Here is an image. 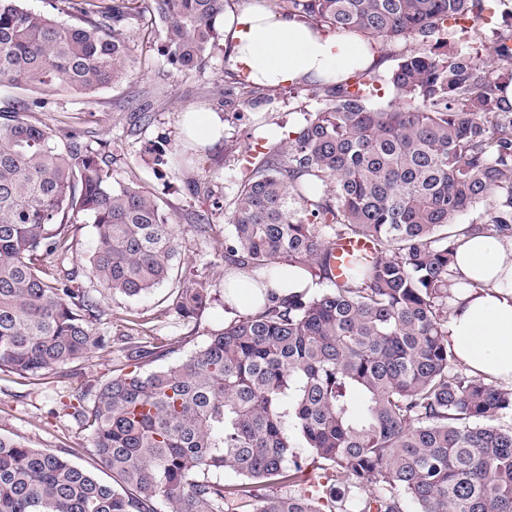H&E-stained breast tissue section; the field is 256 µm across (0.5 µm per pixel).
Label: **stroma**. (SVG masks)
<instances>
[{"instance_id": "obj_1", "label": "stroma", "mask_w": 512, "mask_h": 512, "mask_svg": "<svg viewBox=\"0 0 512 512\" xmlns=\"http://www.w3.org/2000/svg\"><path fill=\"white\" fill-rule=\"evenodd\" d=\"M130 40L136 59L131 77L91 97L43 92L48 106L39 117L62 132H89L93 146L109 156L113 180L138 176L159 198L177 226V270L169 282L140 297L104 301L105 315L97 330L109 338L110 347L43 370L31 380L0 370V432L66 456L106 483L112 474L94 455L89 429L69 409L73 394L111 378L124 362L129 341L153 349L155 359L143 365L153 371L185 360L213 331L240 316V309L224 306L225 220L223 211L213 207L241 176L229 158L248 150L257 119L266 120L267 133L277 142L299 126L304 113L320 105L306 93L290 95L284 86L266 88L254 104L227 103L224 92L232 88L234 76L224 50L215 51L202 69L181 73L162 55L158 29L140 25ZM140 103L149 104L154 114L153 123L143 130L135 127L132 116ZM190 109L218 113L224 122L223 139L199 152L189 173L155 165L146 145L182 142V116ZM207 211L212 229L203 234L196 216ZM198 281L209 283L211 298L193 315L181 316L176 303L182 291Z\"/></svg>"}]
</instances>
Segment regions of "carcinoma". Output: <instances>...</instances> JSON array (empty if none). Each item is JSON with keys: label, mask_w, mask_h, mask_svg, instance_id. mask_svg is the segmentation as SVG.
<instances>
[{"label": "carcinoma", "mask_w": 512, "mask_h": 512, "mask_svg": "<svg viewBox=\"0 0 512 512\" xmlns=\"http://www.w3.org/2000/svg\"><path fill=\"white\" fill-rule=\"evenodd\" d=\"M0 0V85L92 96L126 79L129 27L162 24L179 72L218 46L229 0ZM366 42L415 45L377 96L373 68L324 87L327 102L277 144L260 128L224 218V260L261 283L278 265L320 289L269 294L259 311L210 334L189 358L140 370L152 355L70 405L91 431L104 483L66 457L0 433V512H512V388L457 366L448 300L457 240L512 238V24L492 28L493 58L466 53L448 29L473 33L512 18V0H266ZM69 17L64 21L59 15ZM260 86L237 76L231 95ZM45 102L0 112V369L35 376L108 346L93 324L102 302L138 297L172 276L176 224L137 176L112 179L107 155L77 131L36 118ZM187 169L193 149L148 147ZM95 229L86 257L100 297L51 268L73 249L69 225ZM365 240L344 278L331 246ZM206 282L178 309L206 305ZM321 461L315 477L295 460ZM232 471L244 482L209 480ZM261 483L286 496L261 497Z\"/></svg>", "instance_id": "carcinoma-1"}]
</instances>
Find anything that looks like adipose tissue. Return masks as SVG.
I'll use <instances>...</instances> for the list:
<instances>
[{"instance_id":"adipose-tissue-1","label":"adipose tissue","mask_w":512,"mask_h":512,"mask_svg":"<svg viewBox=\"0 0 512 512\" xmlns=\"http://www.w3.org/2000/svg\"><path fill=\"white\" fill-rule=\"evenodd\" d=\"M224 47L235 72L268 87L337 82L376 61L359 37L315 30L273 13L264 0H242L225 12ZM453 269L456 286L448 303L452 350L472 373L512 385V239L488 233L461 237ZM307 286L301 270L283 266L268 288L284 296ZM265 289L241 273L230 298L254 311L263 304Z\"/></svg>"}]
</instances>
